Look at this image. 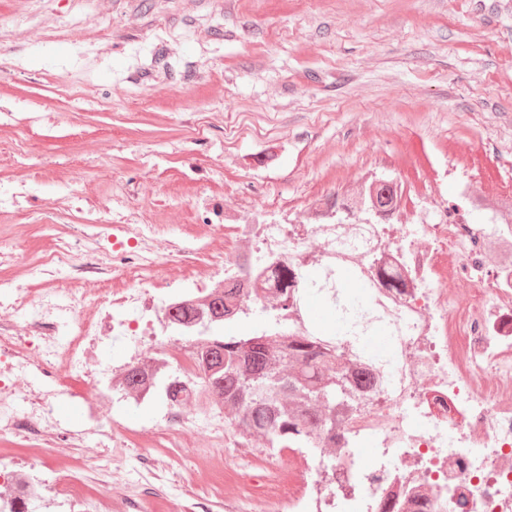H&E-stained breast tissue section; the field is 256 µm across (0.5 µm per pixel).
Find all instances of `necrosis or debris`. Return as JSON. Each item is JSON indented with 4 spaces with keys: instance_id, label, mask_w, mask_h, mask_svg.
Instances as JSON below:
<instances>
[{
    "instance_id": "1",
    "label": "necrosis or debris",
    "mask_w": 512,
    "mask_h": 512,
    "mask_svg": "<svg viewBox=\"0 0 512 512\" xmlns=\"http://www.w3.org/2000/svg\"><path fill=\"white\" fill-rule=\"evenodd\" d=\"M159 224H112L104 241L127 238L129 250L111 264L78 257L63 242L28 262L0 251V266L26 267L34 286L0 278V439L19 438L31 455L50 451L64 464L54 471L61 496L82 499L83 480L67 449L86 434L63 429L56 412L62 394L80 398L100 417L93 380L122 370L93 354L106 336L122 339L133 363H143L157 340L167 306L157 293ZM318 224H265L253 250L264 261L300 265L310 244L335 251ZM512 239L511 224H471L451 215L439 224H403L382 234L377 303L400 334L397 350L374 362L372 387L344 423L346 444L322 458L327 483L314 497H272L264 512H512V266H491L490 239ZM451 254L458 285L445 287L438 259ZM129 274L132 284L110 291L72 293L88 277L103 282ZM29 315L16 319L19 310ZM36 385L17 391L18 379ZM25 399L27 410L17 401ZM197 399L171 404L165 431L171 442L199 437L195 456L204 478L223 469L224 418L190 414Z\"/></svg>"
}]
</instances>
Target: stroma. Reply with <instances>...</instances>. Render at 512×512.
Here are the masks:
<instances>
[{
	"label": "stroma",
	"mask_w": 512,
	"mask_h": 512,
	"mask_svg": "<svg viewBox=\"0 0 512 512\" xmlns=\"http://www.w3.org/2000/svg\"><path fill=\"white\" fill-rule=\"evenodd\" d=\"M406 190L402 220L429 209L512 199V0H0V240L42 255L80 224H163L204 249L165 257L163 294L224 284L229 223L296 224L314 201L372 177ZM105 420L60 398L63 428L90 491L108 448L124 443L113 488L151 482L138 459L167 465L177 500L253 492L252 476L281 459L279 491L302 497L320 472L303 448H265L232 427L220 487L201 477L195 438L172 447L161 394L138 405L97 379ZM31 468L47 488L27 512H84L57 494L54 474L22 441H0V469Z\"/></svg>",
	"instance_id": "obj_1"
}]
</instances>
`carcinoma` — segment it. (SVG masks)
I'll return each mask as SVG.
<instances>
[{"label":"carcinoma","instance_id":"carcinoma-1","mask_svg":"<svg viewBox=\"0 0 512 512\" xmlns=\"http://www.w3.org/2000/svg\"><path fill=\"white\" fill-rule=\"evenodd\" d=\"M336 232L348 243L365 240L375 253V238L362 224H338ZM351 250L339 248L325 259L312 257L289 271L278 266L272 276L283 288H299L303 296H325L339 324L331 334L317 325L307 309L300 316L309 326L305 332L252 333L239 336H214L217 351L209 359L197 352L198 386L206 402L224 411L231 424L247 437L260 438L267 448H334L341 434L343 414L357 408L360 398L350 381L370 382L366 367L370 355L363 348L356 352L357 364L342 359V340L346 336H369L380 319L373 305H357L347 295L342 269L350 261ZM169 361L152 358L132 367L112 387L124 395L145 386L146 379L165 376ZM262 384L268 390L258 394L251 387ZM331 396V406L322 401Z\"/></svg>","mask_w":512,"mask_h":512}]
</instances>
